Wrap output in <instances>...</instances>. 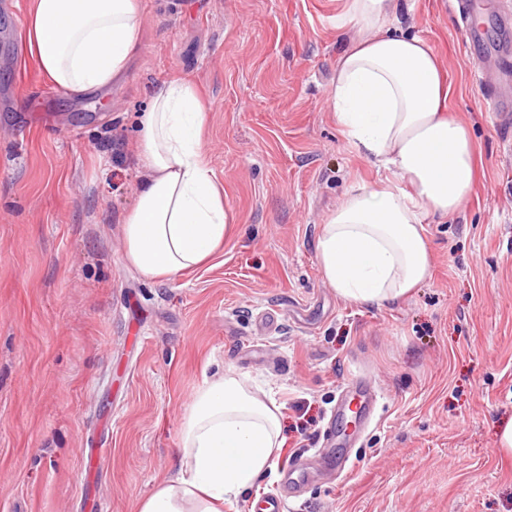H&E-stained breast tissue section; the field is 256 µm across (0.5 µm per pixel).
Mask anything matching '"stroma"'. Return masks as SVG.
Returning <instances> with one entry per match:
<instances>
[{"mask_svg": "<svg viewBox=\"0 0 512 512\" xmlns=\"http://www.w3.org/2000/svg\"><path fill=\"white\" fill-rule=\"evenodd\" d=\"M30 0L0 7V512H137L176 472L191 395L232 368L272 397L275 467L224 512H250L289 454H313L341 386L381 394L356 422L338 479L287 512H512V120L482 81L512 68V0H483L471 48L448 0H410L438 57L448 112L478 173L461 211L426 219L430 278L401 300L355 305L316 259L326 215L382 174L330 109L345 0H142L129 72L81 97L52 89L24 37ZM189 78L233 231L197 269L146 281L123 259L122 216L144 170L137 112ZM28 120L25 136L15 128Z\"/></svg>", "mask_w": 512, "mask_h": 512, "instance_id": "1", "label": "stroma"}]
</instances>
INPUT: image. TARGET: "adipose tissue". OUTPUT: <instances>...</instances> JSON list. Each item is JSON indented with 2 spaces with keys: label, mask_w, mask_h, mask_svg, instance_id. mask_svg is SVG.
Segmentation results:
<instances>
[{
  "label": "adipose tissue",
  "mask_w": 512,
  "mask_h": 512,
  "mask_svg": "<svg viewBox=\"0 0 512 512\" xmlns=\"http://www.w3.org/2000/svg\"><path fill=\"white\" fill-rule=\"evenodd\" d=\"M401 0H348L336 18L348 43L330 101L336 124L380 184L350 187L317 239L337 295L359 305L398 300L430 272L427 216L457 213L474 177L475 143L449 117L448 83L428 42L401 26ZM141 0H31L25 37L54 88L83 95L111 87L136 53ZM206 110L192 83L165 81L136 124L145 175L123 219L124 261L147 281L192 269L229 230L203 147ZM274 401L232 370L195 392L180 428L177 473L138 512H223L274 466L282 447Z\"/></svg>",
  "instance_id": "obj_1"
}]
</instances>
